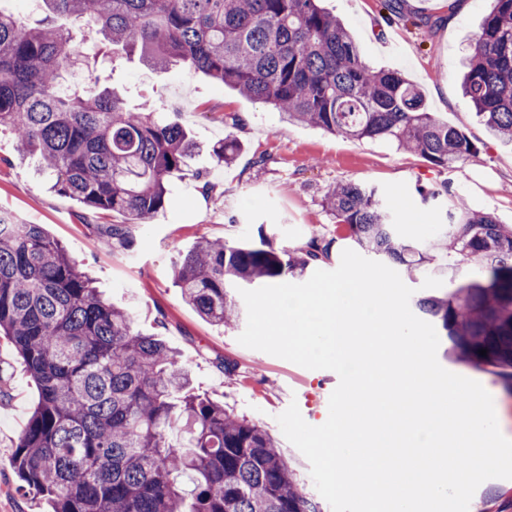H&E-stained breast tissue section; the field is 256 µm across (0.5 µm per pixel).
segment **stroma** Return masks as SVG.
I'll return each mask as SVG.
<instances>
[{
  "label": "stroma",
  "mask_w": 512,
  "mask_h": 512,
  "mask_svg": "<svg viewBox=\"0 0 512 512\" xmlns=\"http://www.w3.org/2000/svg\"><path fill=\"white\" fill-rule=\"evenodd\" d=\"M351 30L367 64L392 69L418 85L429 111L461 128L475 147L463 163L443 169L383 141L353 140L322 129L282 122L272 106L252 102L235 89L176 64L164 72L138 58L118 61L113 72H80L79 85L109 79L129 103L153 104L174 112L203 145L191 165L177 176L164 210L149 223L135 224L133 250L106 249L90 230L94 224H121L124 215H101L58 194L21 161L9 131L0 132V212L43 224L88 271L114 304L132 314L137 329L153 333L178 354L196 391L262 427L278 443L308 493L316 488L307 459L283 435L276 420L297 403L310 425L326 421V398L339 383L330 370H310L238 343L241 327L204 321L185 304L173 279L179 251L203 238L237 242L264 232L277 248L294 250L311 238L333 240L323 270H335L343 250L354 248L348 229L323 205L340 181L376 187L392 211L400 235L425 243L446 221V202L422 201L417 186L448 183L473 209L512 225V148L492 142L463 96L459 76L482 19L494 0H404V18L391 16L384 0H323ZM434 21L433 30L413 18ZM243 149L230 165L217 164L211 146L225 137ZM447 370L478 381L491 394L499 426L512 438V395L495 374L460 363L438 350ZM236 366L224 374L221 359ZM0 370L10 378L0 399V512H37L18 488L9 459L38 400V390L7 341L0 340ZM469 512H512V480L489 479L476 490Z\"/></svg>",
  "instance_id": "obj_1"
}]
</instances>
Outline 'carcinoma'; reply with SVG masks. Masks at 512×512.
<instances>
[{
    "label": "carcinoma",
    "instance_id": "carcinoma-1",
    "mask_svg": "<svg viewBox=\"0 0 512 512\" xmlns=\"http://www.w3.org/2000/svg\"><path fill=\"white\" fill-rule=\"evenodd\" d=\"M40 2L48 15L32 24L0 10V130L52 189L94 212L147 222L199 147L175 117L133 107L109 86L71 82L72 60L84 59L88 43L138 50L155 70L186 63L289 122L390 142L436 167L474 150L460 128L428 112L417 85L370 69L320 0ZM58 18L86 24L76 33ZM473 46L464 94L493 138L512 145V0H496ZM238 152L233 138L210 149L227 165ZM417 192L448 203L449 224L425 245L397 232L374 187L340 183L326 206L361 250L410 275L447 278L453 288L416 307L440 325L456 360L493 368L512 391V228L459 205L446 182ZM90 229L107 247H134L127 224ZM333 244L313 238L290 251L263 236L204 238L179 254L174 280L202 319L234 326L243 310L231 289L302 278ZM437 253L448 262L434 264ZM472 264L478 276L459 281ZM0 336L38 390L10 464L19 487L50 512H321L262 428L195 392L176 353L136 330L43 225L2 215ZM180 419L187 452L170 441Z\"/></svg>",
    "mask_w": 512,
    "mask_h": 512
}]
</instances>
